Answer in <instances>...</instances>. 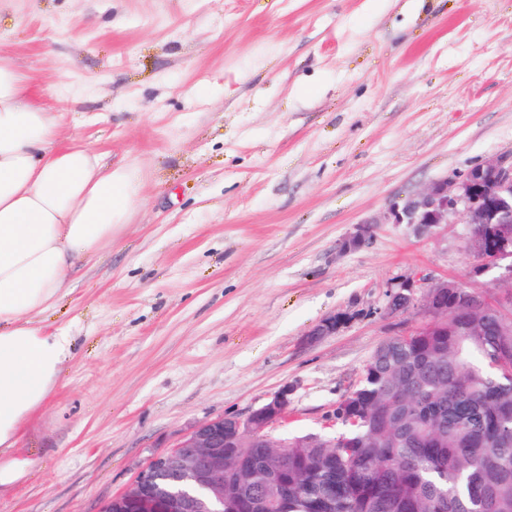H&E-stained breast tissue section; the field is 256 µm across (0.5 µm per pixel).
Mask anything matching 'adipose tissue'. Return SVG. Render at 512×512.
Here are the masks:
<instances>
[{
    "mask_svg": "<svg viewBox=\"0 0 512 512\" xmlns=\"http://www.w3.org/2000/svg\"><path fill=\"white\" fill-rule=\"evenodd\" d=\"M142 187L138 167L111 164L64 130L0 54V496L30 471L18 442L72 356V337L35 316L66 295L85 257L116 241Z\"/></svg>",
    "mask_w": 512,
    "mask_h": 512,
    "instance_id": "obj_1",
    "label": "adipose tissue"
}]
</instances>
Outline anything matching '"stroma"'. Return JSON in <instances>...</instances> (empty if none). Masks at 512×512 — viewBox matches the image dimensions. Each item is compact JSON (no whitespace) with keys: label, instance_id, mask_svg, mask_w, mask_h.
<instances>
[{"label":"stroma","instance_id":"obj_1","mask_svg":"<svg viewBox=\"0 0 512 512\" xmlns=\"http://www.w3.org/2000/svg\"><path fill=\"white\" fill-rule=\"evenodd\" d=\"M4 51L48 105L83 90L66 125L144 186L39 317L74 355L0 512H97L196 423L286 386L275 435H335L377 346L425 320L424 289L395 315L389 289L512 291L476 276L468 225L382 221L512 154V0H0Z\"/></svg>","mask_w":512,"mask_h":512}]
</instances>
